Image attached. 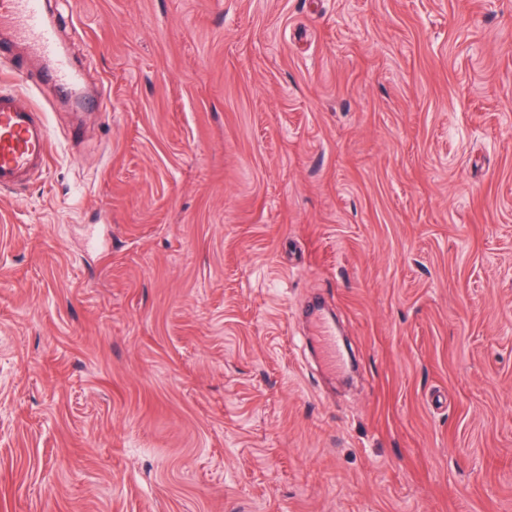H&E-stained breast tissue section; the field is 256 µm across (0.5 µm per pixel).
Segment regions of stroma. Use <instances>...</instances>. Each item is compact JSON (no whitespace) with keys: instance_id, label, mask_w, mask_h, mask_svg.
Listing matches in <instances>:
<instances>
[{"instance_id":"1","label":"stroma","mask_w":512,"mask_h":512,"mask_svg":"<svg viewBox=\"0 0 512 512\" xmlns=\"http://www.w3.org/2000/svg\"><path fill=\"white\" fill-rule=\"evenodd\" d=\"M50 5L0 512H512V0ZM316 331L319 337L322 353L327 364L336 369L341 363L338 349L339 341L336 339V327L327 318H320L316 323Z\"/></svg>"}]
</instances>
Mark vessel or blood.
<instances>
[{
    "instance_id": "vessel-or-blood-1",
    "label": "vessel or blood",
    "mask_w": 512,
    "mask_h": 512,
    "mask_svg": "<svg viewBox=\"0 0 512 512\" xmlns=\"http://www.w3.org/2000/svg\"><path fill=\"white\" fill-rule=\"evenodd\" d=\"M23 45L37 57L40 68L12 59L0 63V190H9L43 171L51 153V132L44 112L31 93L46 81L61 95L79 84V75L61 53L54 26L40 8V0H0V46ZM322 353L329 366L341 363L336 327L329 319L316 323Z\"/></svg>"
}]
</instances>
